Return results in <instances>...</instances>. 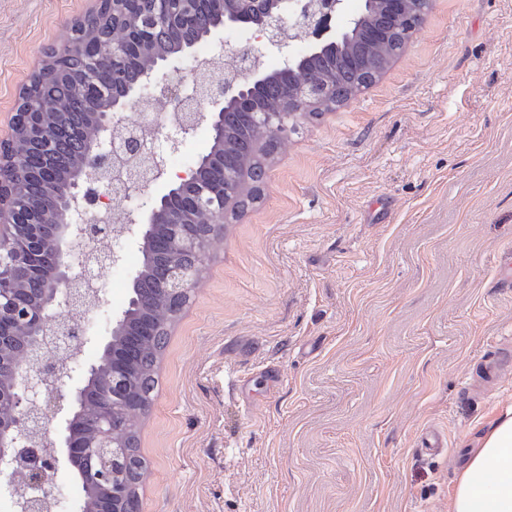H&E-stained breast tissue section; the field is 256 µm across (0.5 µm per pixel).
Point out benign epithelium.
Here are the masks:
<instances>
[{"label": "benign epithelium", "instance_id": "7a95c632", "mask_svg": "<svg viewBox=\"0 0 512 512\" xmlns=\"http://www.w3.org/2000/svg\"><path fill=\"white\" fill-rule=\"evenodd\" d=\"M224 17V26L240 24L253 27L266 45L279 51L283 42L278 32L286 26L302 24L311 30L315 41L298 54L284 55V69L299 70L305 59L334 47L349 32L360 27L367 12L377 5L387 6L412 34L405 13L407 0H363L361 11L348 19L345 0H210ZM201 0H112V22L119 24L131 11L145 16L143 34L133 42L94 45L81 32L71 29L74 40L67 46L84 53L86 65L76 86L83 96L96 101L109 99L106 106L88 116L90 136L83 154L69 174L42 163L34 157L50 155L60 114L52 104L40 99L30 102L26 111L12 121L11 140H26L24 149H11L0 158L12 172L14 185L0 180V500L13 504L16 512H45L51 492L49 480L63 471L80 477L89 487L106 486L105 500H88L86 512H131L122 468L131 461L130 450L116 438L119 413L131 401L126 365L117 351L125 335L128 314L112 320V330L104 346L112 358L106 376L96 366L84 371L69 406L64 398L43 402L40 392L53 393L61 378L60 368L48 357L49 347L62 339L70 351L88 342L84 311L100 303L89 283L95 262L94 238L112 231L114 236L138 235L142 251H149L153 230L162 224L169 247L175 252L197 248L189 228L194 213L206 211L211 217L210 236L223 233L224 215L231 199L227 191L198 176L169 178L160 163L161 145L120 133L119 111L138 105L146 92L158 85L162 67L186 55L192 46L179 41L180 28L194 13ZM163 32L178 46V52L160 53L151 67L143 70L140 81L123 95L108 98L111 89L122 83L123 71L134 55L151 47L153 34ZM224 80L207 88L182 83L163 86L167 96L178 101L173 132L165 143L175 146L184 137L205 125L213 146L205 156L208 165L223 166L224 110L236 108L249 113L252 121L269 132L287 127L286 120L306 111L310 101L325 96L326 88L306 81L289 92L293 107L288 111H261L251 91L262 85L269 74L259 68L257 58L231 56L225 62ZM213 110L201 111L202 102ZM36 176L45 189L48 208L40 224H23L19 210L29 207L24 183ZM162 182L165 192L149 208L148 221L137 223L130 213L129 223L112 227L88 209H80L84 200L94 207L134 191L139 196L150 185ZM161 287L179 301L190 296L197 284L198 268L174 261L152 266ZM26 341L27 361L17 362L12 348L18 338ZM98 390L102 405L89 412L87 396ZM65 413L60 441L50 438L48 424Z\"/></svg>", "mask_w": 512, "mask_h": 512}]
</instances>
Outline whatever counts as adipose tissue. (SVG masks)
Masks as SVG:
<instances>
[{"instance_id":"ef3b65f1","label":"adipose tissue","mask_w":512,"mask_h":512,"mask_svg":"<svg viewBox=\"0 0 512 512\" xmlns=\"http://www.w3.org/2000/svg\"><path fill=\"white\" fill-rule=\"evenodd\" d=\"M451 512H512V407L483 433L457 480Z\"/></svg>"}]
</instances>
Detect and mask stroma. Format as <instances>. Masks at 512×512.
Returning a JSON list of instances; mask_svg holds the SVG:
<instances>
[{
    "label": "stroma",
    "instance_id": "35a3bbf8",
    "mask_svg": "<svg viewBox=\"0 0 512 512\" xmlns=\"http://www.w3.org/2000/svg\"><path fill=\"white\" fill-rule=\"evenodd\" d=\"M96 0H0V141ZM88 315L98 357L142 253ZM512 0H433L373 85L281 141L172 326L140 512H449L512 406ZM448 448L430 455L427 431Z\"/></svg>",
    "mask_w": 512,
    "mask_h": 512
}]
</instances>
